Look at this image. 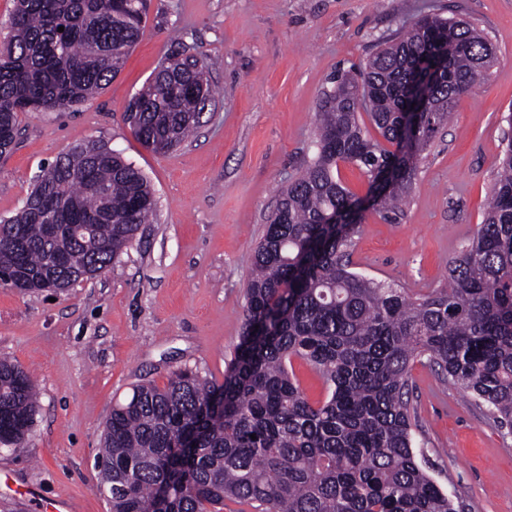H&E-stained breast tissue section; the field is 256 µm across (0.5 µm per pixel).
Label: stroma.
I'll return each instance as SVG.
<instances>
[{"mask_svg":"<svg viewBox=\"0 0 512 512\" xmlns=\"http://www.w3.org/2000/svg\"><path fill=\"white\" fill-rule=\"evenodd\" d=\"M427 15L464 19L493 44L486 82L457 102L396 221L367 212L355 271L411 295L447 287L448 264L480 224L512 110V0H152L144 35L90 101L23 115L0 158V219L78 144L97 140L139 168L152 223L106 271L66 291L0 286V358L29 371L38 413L23 448L0 446V512H110L97 453L113 404L187 366L215 381L239 342L254 249L281 190L315 152L331 79ZM219 93L196 135L159 154L124 120L128 100L177 48ZM415 440L465 512H512V433L427 363L411 371Z\"/></svg>","mask_w":512,"mask_h":512,"instance_id":"35a3bbf8","label":"stroma"}]
</instances>
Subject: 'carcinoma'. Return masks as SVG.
<instances>
[{
	"label": "carcinoma",
	"mask_w": 512,
	"mask_h": 512,
	"mask_svg": "<svg viewBox=\"0 0 512 512\" xmlns=\"http://www.w3.org/2000/svg\"><path fill=\"white\" fill-rule=\"evenodd\" d=\"M148 6L15 0L0 45V155L15 144L20 113L70 109L112 81ZM495 58L467 22L425 17L333 78L318 102L315 154L256 248L224 382L179 368L164 387L138 384L112 406L100 450L112 512H214L226 500L255 512H464L416 447L410 372L426 360L512 432V137L448 288L413 297L350 266L361 203L397 219L422 155ZM214 97L200 59L177 52L125 117L146 148L169 151L192 137ZM363 112L389 146L370 136ZM340 162L364 171L366 195L341 183ZM155 211L147 177L89 141L48 167L0 223V282L62 289L101 273ZM295 358L321 376L325 400L301 390ZM37 405L30 373L0 359L1 446L24 447Z\"/></svg>",
	"instance_id": "cac0c4a2"
}]
</instances>
